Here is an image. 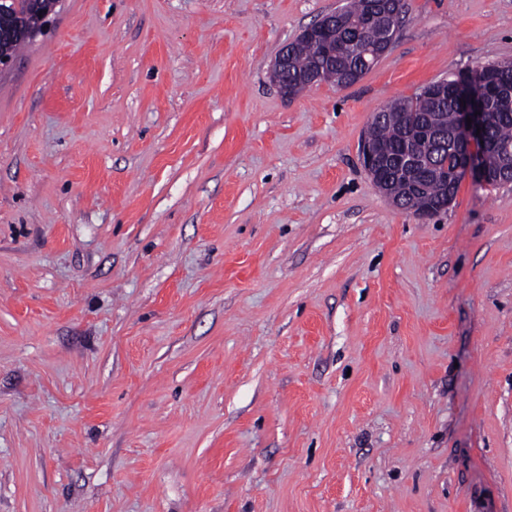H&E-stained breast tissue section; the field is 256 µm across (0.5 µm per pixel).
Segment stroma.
Returning a JSON list of instances; mask_svg holds the SVG:
<instances>
[{"mask_svg": "<svg viewBox=\"0 0 512 512\" xmlns=\"http://www.w3.org/2000/svg\"><path fill=\"white\" fill-rule=\"evenodd\" d=\"M348 2L61 0L0 70V512H512V183L422 219L359 157L512 0L284 97Z\"/></svg>", "mask_w": 512, "mask_h": 512, "instance_id": "obj_1", "label": "stroma"}]
</instances>
